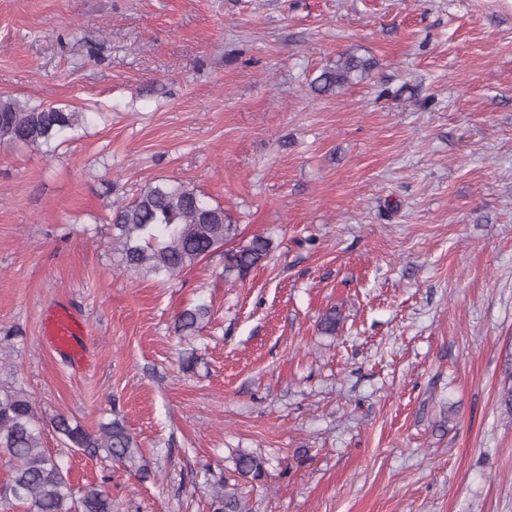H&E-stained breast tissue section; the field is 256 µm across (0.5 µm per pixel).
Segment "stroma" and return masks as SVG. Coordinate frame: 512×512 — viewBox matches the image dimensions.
<instances>
[{
  "label": "stroma",
  "instance_id": "35a3bbf8",
  "mask_svg": "<svg viewBox=\"0 0 512 512\" xmlns=\"http://www.w3.org/2000/svg\"><path fill=\"white\" fill-rule=\"evenodd\" d=\"M346 53L371 77L318 92ZM0 95L86 116L48 154L0 143V383L48 420H119L151 474L46 430L74 487L209 512L245 451L250 512H512L505 0H0ZM162 179L271 237L267 261L125 272L112 205ZM201 302L208 326L175 332ZM58 303L89 325L83 371L42 341ZM265 465L262 457L241 452L236 458L235 472L239 478L249 479L250 482L258 481L265 475Z\"/></svg>",
  "mask_w": 512,
  "mask_h": 512
}]
</instances>
